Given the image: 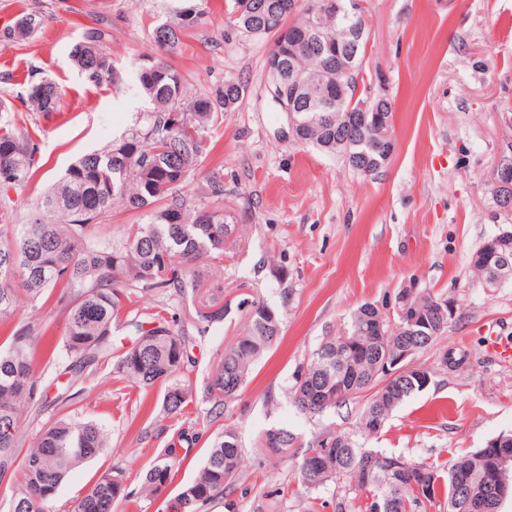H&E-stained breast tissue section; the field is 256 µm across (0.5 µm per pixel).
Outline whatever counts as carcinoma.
<instances>
[{
	"mask_svg": "<svg viewBox=\"0 0 512 512\" xmlns=\"http://www.w3.org/2000/svg\"><path fill=\"white\" fill-rule=\"evenodd\" d=\"M289 0H233L230 24L244 33L269 37L273 51L267 60L278 64L277 75L288 69L315 75L320 92L306 100L298 113V142L329 155L342 157L354 170L370 174L387 164L388 142L378 134L377 117L393 131V103L380 98L377 111L367 113V125L345 116L348 104L336 105V84L363 76L364 52L353 70L341 71L336 52L343 51L345 33L356 29L368 38L365 14H336L318 10L317 31L307 27L310 12L325 0H306V7L288 15ZM200 5L181 12L178 22H164L151 32V51L136 62V81L148 103L134 123L102 150L88 152L71 164L53 187L34 204L20 224L13 223L14 200L38 169L39 147L22 128L8 120V104L0 100V322L14 316L19 299L36 302L59 290L57 304L66 315L61 341L39 344L34 328L14 329L0 346V476L15 469L19 422L24 407L47 400L41 377L35 372L36 355L49 364L68 362L66 370L79 374L102 358L113 359L116 378L139 387H164V415H179L193 400L191 385L176 376L195 363L192 339L177 318L165 309L154 315L148 330L132 322L136 341L112 355V327L131 302L132 291L143 297L169 294L181 297L200 293L206 273L203 261L224 262V244L237 218L224 211V169L204 176V188L195 196L181 192L205 147L202 131L224 113L235 110L243 86L228 80L209 93L189 92L188 78L167 57L178 48L180 30L203 25ZM44 25L37 11L23 15L4 35L21 43ZM87 34L70 51L78 73L91 82H116L120 72L100 41ZM64 93L52 80L30 82V110L47 115L60 111ZM177 117L180 123L171 121ZM121 202L141 214L118 238L98 234L112 205ZM489 237L472 253L470 263L484 284L497 277L499 255L512 262V239L493 250ZM216 288L199 301L193 317L198 334L224 328V303ZM443 297L421 292L413 298L427 324L411 326L401 316L392 319L366 303L353 314L347 330L326 336L313 349L306 369L296 374L289 401L297 413L312 418L346 401L366 398L359 429L369 435L374 420L386 423L405 400L423 391L430 375L408 369L390 377L381 367V345L372 342L378 327L418 351L428 348L447 329L436 317ZM281 317L271 307L254 302L245 333L224 349L212 368L202 400L211 404L210 421L224 415V401L238 395L258 359L280 338ZM198 439L182 431L161 449L145 469L133 474L115 468L102 474L71 512H112L119 501L159 496L176 480L186 455L183 445ZM108 441L107 431L92 421L60 418L43 427L21 460L8 512H52V503L67 473L79 463L96 458ZM298 436L286 428L266 430L260 447L295 464V477L306 494L313 495L309 512L334 506V512H427L444 505L447 512H500L502 498H491L487 483L492 449L478 448L449 468H437L402 455L366 448L346 432L328 431L307 443L302 455L293 452ZM242 451L238 434L226 429L210 441L195 477L182 485L170 505L173 512H202L224 498L239 478ZM344 483L341 496L321 493Z\"/></svg>",
	"mask_w": 512,
	"mask_h": 512,
	"instance_id": "cac0c4a2",
	"label": "carcinoma"
}]
</instances>
